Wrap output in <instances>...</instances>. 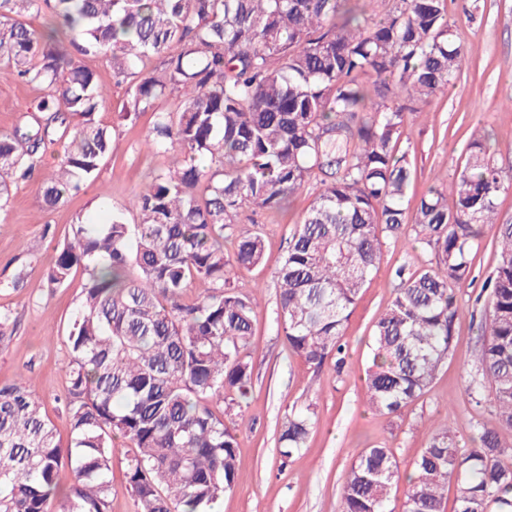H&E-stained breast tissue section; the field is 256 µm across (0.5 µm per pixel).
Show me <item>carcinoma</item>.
<instances>
[{"mask_svg": "<svg viewBox=\"0 0 512 512\" xmlns=\"http://www.w3.org/2000/svg\"><path fill=\"white\" fill-rule=\"evenodd\" d=\"M350 0H0V73L44 90L35 111L0 135V201L39 173L58 135L69 145L43 176L56 207L95 182L112 151L95 119L103 86L82 58L97 54L129 82L123 117L159 99L147 145L174 151L176 165L133 195L138 221L71 226L48 272L60 285L75 266L89 271L71 330L62 447L33 386H0V512H108L109 473L125 449L137 512H208L239 478L238 442L224 417L252 391L248 349L255 298L231 276L264 258L257 232L225 233L246 208L280 210L311 180L318 193L275 273L278 327L288 349L320 367L344 362L348 320L382 255V237L405 224L413 171L399 145L408 115L448 89L467 60L447 0H392L377 21ZM44 11L40 33L18 17ZM163 57L160 70L150 67ZM512 175L471 134L465 164L446 187L420 197L414 225L437 255L434 269L404 276L369 336L363 378L368 407L394 416L422 396L445 365L472 270V247L496 223ZM206 285L185 304L189 284ZM481 345L466 393L492 392L497 427L469 447L448 428L428 432L401 469L393 450L362 449L342 484L341 512H389L406 480L403 512H512V224L499 228ZM313 408L288 410L280 454L302 448ZM74 478L61 493L58 472Z\"/></svg>", "mask_w": 512, "mask_h": 512, "instance_id": "carcinoma-1", "label": "carcinoma"}]
</instances>
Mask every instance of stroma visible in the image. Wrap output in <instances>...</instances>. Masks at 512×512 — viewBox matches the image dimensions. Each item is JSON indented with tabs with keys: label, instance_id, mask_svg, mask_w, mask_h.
Segmentation results:
<instances>
[{
	"label": "stroma",
	"instance_id": "stroma-1",
	"mask_svg": "<svg viewBox=\"0 0 512 512\" xmlns=\"http://www.w3.org/2000/svg\"><path fill=\"white\" fill-rule=\"evenodd\" d=\"M449 14L470 64L446 92L429 99L423 116H408L402 130L400 144L410 149L413 178L407 198L413 204L428 187L450 181L460 171L472 132L486 137L491 158L512 168V0H451ZM84 63L109 90L97 119L112 133V152L102 162L96 183L48 209L38 183L25 182L13 187L0 207V311L16 319L11 338L0 344V385L22 375L31 378L64 444L71 436L62 406L67 388L62 365L69 358L66 336L88 274L74 268L64 284L53 286L47 279L51 262L76 220L102 223L114 212L136 223L131 196L177 160L176 154H156L144 146L155 111L141 113L133 122L124 120L126 85L115 83L101 57L87 56ZM41 95L38 87L0 76V132L22 124ZM317 191V184L309 183L284 209L258 214L265 238L263 261L233 277L239 292L257 295L249 349L253 388L241 407L247 425L237 432L240 477L216 504V512H339L342 483L358 450L372 445L393 449L406 467L424 447L427 430L445 426L467 439L477 426L496 424L491 404H472L464 388L478 349L484 286L495 266L498 227L512 223V188L499 197L497 223L485 225L474 244L471 278L459 289L462 310L447 364L428 391L397 416L379 415L366 406L361 377L369 334L392 298L396 270L412 273L433 267L435 252L417 240L409 223L385 236L379 268L348 321L344 366L336 367L331 359L318 368L307 365L288 350L278 329L275 272ZM19 270L24 280L16 288L12 278ZM309 405L315 419L306 445L281 461L277 438L282 414Z\"/></svg>",
	"mask_w": 512,
	"mask_h": 512
}]
</instances>
